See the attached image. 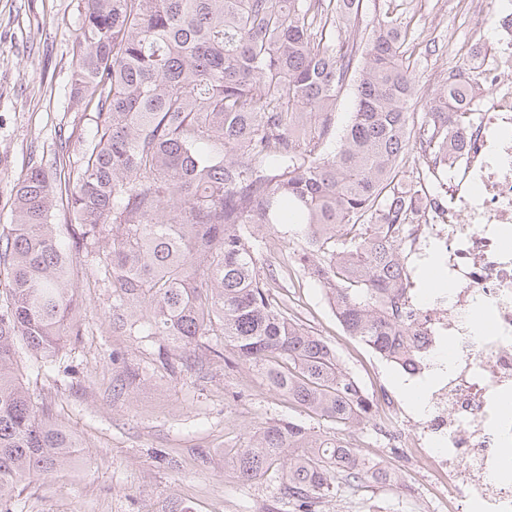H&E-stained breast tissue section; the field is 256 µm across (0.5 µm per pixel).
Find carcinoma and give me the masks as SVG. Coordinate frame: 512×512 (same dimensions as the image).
Masks as SVG:
<instances>
[{
    "instance_id": "carcinoma-1",
    "label": "carcinoma",
    "mask_w": 512,
    "mask_h": 512,
    "mask_svg": "<svg viewBox=\"0 0 512 512\" xmlns=\"http://www.w3.org/2000/svg\"><path fill=\"white\" fill-rule=\"evenodd\" d=\"M69 105L95 112L76 168H34L14 188L0 231V512L19 483L71 465L79 444L26 387L20 354L42 368L82 335L77 296L87 272L112 289V329L159 336L200 359L247 364L267 388L336 425L280 419L232 455V476L275 482L277 505L320 512L346 490L395 482L340 433L374 416L336 350L272 302L253 228L295 224L297 264L327 290L344 333L402 358L404 323L392 226L419 222L422 181L399 178L410 140L448 152V114L469 121L481 90L463 65L428 95L396 0H86ZM355 88L337 150L341 92ZM65 195L68 224L51 222ZM92 256L91 268L73 253Z\"/></svg>"
}]
</instances>
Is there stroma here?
<instances>
[{
	"label": "stroma",
	"mask_w": 512,
	"mask_h": 512,
	"mask_svg": "<svg viewBox=\"0 0 512 512\" xmlns=\"http://www.w3.org/2000/svg\"><path fill=\"white\" fill-rule=\"evenodd\" d=\"M403 20L422 42L413 55L420 78L414 114L425 112L430 91L444 85L472 38L493 43L499 0H486L481 17L449 22L447 0H399ZM85 0H0V226L10 223L13 187L31 168L54 169L61 142L78 144L95 124L91 113L68 104L69 77ZM266 263L276 267L273 299L333 345L342 366L366 394L386 389L404 397L398 370L346 336L319 283L288 262L305 242L292 224L258 228ZM84 334L63 354L71 373L25 371V381L57 421L75 432L81 453L65 471L25 481L11 512H164L172 502L188 512H266L278 489L244 485L231 475V456L250 431L272 419H290L324 431L331 422L269 391L241 364L227 369L210 356L181 372L154 367L159 339L112 329V291L83 279ZM139 372L121 396L112 387L126 370ZM361 455L392 469L398 482L350 490L321 512H434L436 491L407 449L389 447L374 423L346 434Z\"/></svg>",
	"instance_id": "35a3bbf8"
}]
</instances>
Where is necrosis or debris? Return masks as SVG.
I'll return each instance as SVG.
<instances>
[{
  "mask_svg": "<svg viewBox=\"0 0 512 512\" xmlns=\"http://www.w3.org/2000/svg\"><path fill=\"white\" fill-rule=\"evenodd\" d=\"M495 26L494 52L476 55L474 69L490 92L449 128L448 186L397 232L411 353L400 368L431 374L424 408L415 417L392 394L373 399L379 423L402 428L418 468L439 479L448 512H512V10ZM433 251L445 294L415 286Z\"/></svg>",
  "mask_w": 512,
  "mask_h": 512,
  "instance_id": "obj_1",
  "label": "necrosis or debris"
}]
</instances>
